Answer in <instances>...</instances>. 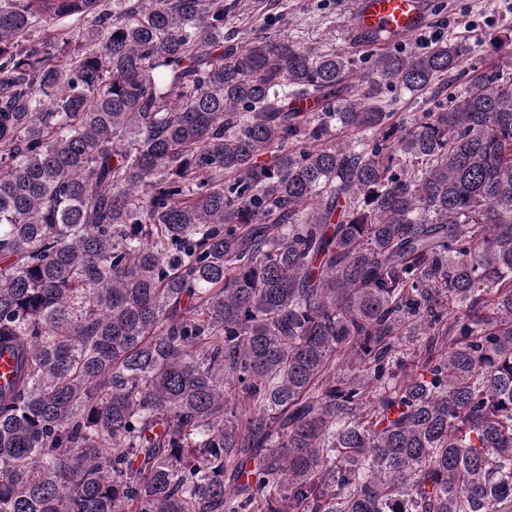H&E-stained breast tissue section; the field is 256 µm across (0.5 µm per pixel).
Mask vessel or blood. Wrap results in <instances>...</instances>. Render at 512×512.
Wrapping results in <instances>:
<instances>
[{
	"label": "vessel or blood",
	"instance_id": "vessel-or-blood-1",
	"mask_svg": "<svg viewBox=\"0 0 512 512\" xmlns=\"http://www.w3.org/2000/svg\"><path fill=\"white\" fill-rule=\"evenodd\" d=\"M431 0H356L347 41L355 48L369 46L374 34L407 39L430 20Z\"/></svg>",
	"mask_w": 512,
	"mask_h": 512
}]
</instances>
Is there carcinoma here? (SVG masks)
<instances>
[{
  "label": "carcinoma",
  "mask_w": 512,
  "mask_h": 512,
  "mask_svg": "<svg viewBox=\"0 0 512 512\" xmlns=\"http://www.w3.org/2000/svg\"><path fill=\"white\" fill-rule=\"evenodd\" d=\"M232 8L0 0V512H512V81ZM382 99L388 112H397L406 122L411 120L420 112H432L436 109L440 99L426 97L413 98L398 89H384Z\"/></svg>",
  "instance_id": "1"
}]
</instances>
